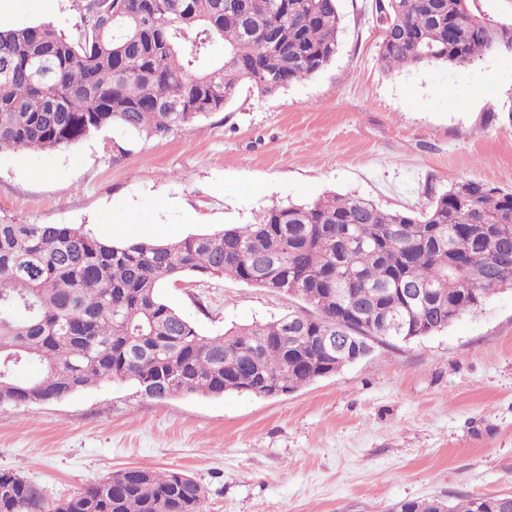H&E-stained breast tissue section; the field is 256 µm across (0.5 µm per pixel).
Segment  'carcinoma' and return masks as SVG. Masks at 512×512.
<instances>
[{"label": "carcinoma", "instance_id": "obj_1", "mask_svg": "<svg viewBox=\"0 0 512 512\" xmlns=\"http://www.w3.org/2000/svg\"><path fill=\"white\" fill-rule=\"evenodd\" d=\"M375 0L387 70L466 68L512 49V0ZM78 0V34L51 23L0 30V153L53 151L106 127L163 137L221 112L248 85L271 96L336 54L338 0ZM224 57H212L217 44ZM512 192L465 179L417 214L358 196L276 205L255 224L173 241L115 245L67 224L0 221V405L102 380L150 398L221 396L259 384L294 390L348 352L316 340L341 317L353 336L410 342L512 285L504 259ZM187 274L300 298L310 311L199 333L159 288ZM433 291L414 306L407 290ZM38 371L22 378L18 368ZM204 487L179 470L126 468L53 512H200ZM472 494L449 512H497ZM43 495L0 471V512H38Z\"/></svg>", "mask_w": 512, "mask_h": 512}]
</instances>
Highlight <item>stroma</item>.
I'll return each instance as SVG.
<instances>
[{"instance_id":"35a3bbf8","label":"stroma","mask_w":512,"mask_h":512,"mask_svg":"<svg viewBox=\"0 0 512 512\" xmlns=\"http://www.w3.org/2000/svg\"><path fill=\"white\" fill-rule=\"evenodd\" d=\"M332 61L272 96L243 87L165 137L107 128L68 148L0 154V219L69 224L122 242L251 224L276 204L335 192L425 210L455 182L512 190V51L465 69L384 70L371 0H339ZM76 34V0H0V28ZM134 225L115 223L119 214ZM160 295L202 334L300 311V299L187 275ZM177 469L202 512H397L411 500L512 495V288L448 329L373 352L278 397H145L105 381L0 406V470L45 512L104 474Z\"/></svg>"}]
</instances>
